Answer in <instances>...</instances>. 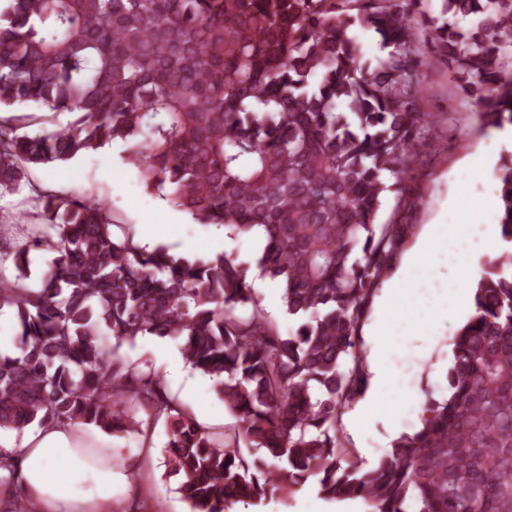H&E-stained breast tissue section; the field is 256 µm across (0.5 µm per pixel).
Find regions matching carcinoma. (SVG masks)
<instances>
[{"label": "carcinoma", "instance_id": "1", "mask_svg": "<svg viewBox=\"0 0 512 512\" xmlns=\"http://www.w3.org/2000/svg\"><path fill=\"white\" fill-rule=\"evenodd\" d=\"M9 0L0 11V191L29 186L0 278L18 351L0 353V432L71 422L144 433L165 422V462L191 512L292 495L315 478L369 512H512V251L473 285L453 338L448 394L360 469L339 441L361 393L359 327L412 225L378 223L395 179L446 149L420 105L443 59L484 127L512 125V0ZM387 55L364 61L356 30ZM66 125L21 132L39 112ZM146 189L198 224L261 233L258 267L295 330L261 306L224 252L190 261L141 244L106 199L56 193L28 168L113 142ZM512 243V158L498 171ZM51 258L32 275L31 255ZM170 340L213 381L235 424L203 425L164 376L121 349ZM261 455L249 461L241 444Z\"/></svg>", "mask_w": 512, "mask_h": 512}]
</instances>
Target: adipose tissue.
<instances>
[{
    "instance_id": "obj_1",
    "label": "adipose tissue",
    "mask_w": 512,
    "mask_h": 512,
    "mask_svg": "<svg viewBox=\"0 0 512 512\" xmlns=\"http://www.w3.org/2000/svg\"><path fill=\"white\" fill-rule=\"evenodd\" d=\"M80 425L49 424L24 433L20 444L0 446V456L16 467V481L0 494L26 499L31 512H113L114 459L83 446ZM92 474L97 492H77L84 474Z\"/></svg>"
}]
</instances>
